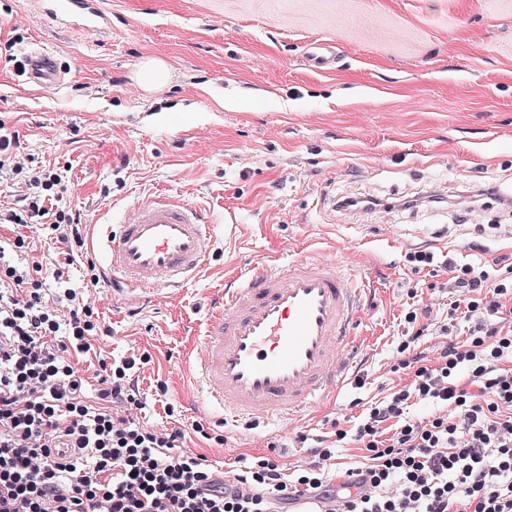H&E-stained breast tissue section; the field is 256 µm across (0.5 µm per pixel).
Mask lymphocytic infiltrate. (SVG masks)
Segmentation results:
<instances>
[{"label": "lymphocytic infiltrate", "mask_w": 512, "mask_h": 512, "mask_svg": "<svg viewBox=\"0 0 512 512\" xmlns=\"http://www.w3.org/2000/svg\"><path fill=\"white\" fill-rule=\"evenodd\" d=\"M16 144L0 121V178L26 186L20 205L0 208V229H14L0 245V512H290L303 494L326 512H512V326L475 323L433 358L412 352L419 333L407 336L399 366L409 383L354 430L333 424L337 441L364 451L363 467L330 476L328 445L294 470L273 455L224 470L184 447L181 427L140 420L138 371L149 352L96 357L108 330L68 286L87 226L64 204L63 171L30 166ZM36 226L66 246L48 271L30 256ZM448 270L459 290L451 312L472 319L512 301L511 281ZM414 399L441 411L406 419Z\"/></svg>", "instance_id": "obj_1"}]
</instances>
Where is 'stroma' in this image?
<instances>
[{"label":"stroma","instance_id":"obj_1","mask_svg":"<svg viewBox=\"0 0 512 512\" xmlns=\"http://www.w3.org/2000/svg\"><path fill=\"white\" fill-rule=\"evenodd\" d=\"M99 2L112 30L87 36L39 14L34 0H0V44H48L71 75L29 87L0 55V120L17 131L20 156L64 170L89 237L155 193L216 226L211 267L177 295L162 290L144 305L92 292L109 329L100 351H150L139 375L145 422L202 423L224 436L227 460L265 455L273 442L288 466L305 464L316 440L332 439V421L358 425L406 383L392 369L406 307L421 312L428 357L466 331L448 318L447 262L493 281L512 265V0ZM316 41L334 46L330 69L308 60ZM147 56L172 70L154 94L133 79ZM435 191L455 204L426 202ZM347 195L393 206L354 219L332 205ZM397 235L408 247L393 246ZM420 250L433 267L407 263ZM270 255L338 260L367 277L363 362L334 406L228 427L191 410L181 360L199 349L207 299L237 262ZM168 401L180 407L171 417Z\"/></svg>","mask_w":512,"mask_h":512}]
</instances>
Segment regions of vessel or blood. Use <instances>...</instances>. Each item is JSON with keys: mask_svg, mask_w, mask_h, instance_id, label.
I'll list each match as a JSON object with an SVG mask.
<instances>
[{"mask_svg": "<svg viewBox=\"0 0 512 512\" xmlns=\"http://www.w3.org/2000/svg\"><path fill=\"white\" fill-rule=\"evenodd\" d=\"M48 18L104 32L109 18L98 0H39ZM24 82H63L47 47L22 54ZM96 249L113 298L179 288L197 278L213 250V226L197 209L159 194L128 206L106 227ZM364 278L337 261L301 256L244 260L213 295L201 350L187 370L207 405L232 422L275 423L329 399L358 351L355 326L364 311Z\"/></svg>", "mask_w": 512, "mask_h": 512, "instance_id": "vessel-or-blood-1", "label": "vessel or blood"}]
</instances>
